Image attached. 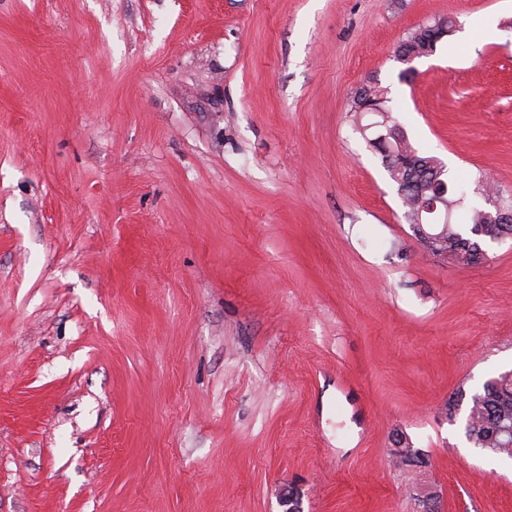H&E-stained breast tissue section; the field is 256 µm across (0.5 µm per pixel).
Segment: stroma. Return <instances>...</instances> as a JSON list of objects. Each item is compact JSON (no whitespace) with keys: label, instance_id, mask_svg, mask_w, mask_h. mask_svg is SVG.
Here are the masks:
<instances>
[{"label":"stroma","instance_id":"stroma-1","mask_svg":"<svg viewBox=\"0 0 512 512\" xmlns=\"http://www.w3.org/2000/svg\"><path fill=\"white\" fill-rule=\"evenodd\" d=\"M368 84L512 206V0H0V512H512L446 415L512 370V238L426 251ZM452 21L450 18L444 25H448V36L453 31H450L452 27ZM441 26H437V20L435 19L432 24H423L416 28L410 35L404 39L397 48H404L407 53H414L417 58L428 56L436 51L438 43L446 36H443ZM413 54H398V61L406 64H410L415 60Z\"/></svg>","mask_w":512,"mask_h":512}]
</instances>
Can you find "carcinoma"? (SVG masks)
I'll return each instance as SVG.
<instances>
[{"instance_id":"carcinoma-1","label":"carcinoma","mask_w":512,"mask_h":512,"mask_svg":"<svg viewBox=\"0 0 512 512\" xmlns=\"http://www.w3.org/2000/svg\"><path fill=\"white\" fill-rule=\"evenodd\" d=\"M442 39V28L437 23L423 24L410 33L399 47L420 58L434 53ZM366 101L383 105L386 98L378 86L370 84L356 92L354 108L363 109ZM389 133L387 145L372 139L369 144L380 153L382 164L400 191L404 217L413 224L429 200L417 180L423 179L425 173L432 169H444V165L438 159L420 153L396 125L389 126ZM477 231L482 232L484 237L497 240L512 235V224L498 223L492 210L475 205L457 215L455 220L439 225L437 233L441 234V243L438 248L448 252V263L471 266L479 262L481 243L474 238ZM511 426L512 370H509L488 379L481 389L471 395L465 415V434L473 447L512 458V438L502 433V428Z\"/></svg>"}]
</instances>
